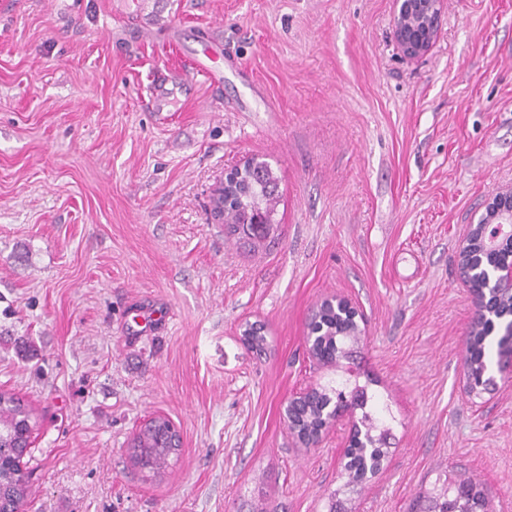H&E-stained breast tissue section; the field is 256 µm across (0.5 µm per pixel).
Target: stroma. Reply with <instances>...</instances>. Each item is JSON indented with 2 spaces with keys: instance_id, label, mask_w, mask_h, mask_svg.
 I'll list each match as a JSON object with an SVG mask.
<instances>
[{
  "instance_id": "35a3bbf8",
  "label": "stroma",
  "mask_w": 512,
  "mask_h": 512,
  "mask_svg": "<svg viewBox=\"0 0 512 512\" xmlns=\"http://www.w3.org/2000/svg\"><path fill=\"white\" fill-rule=\"evenodd\" d=\"M116 3L0 0V390L43 418L27 512H411L452 469L512 512V381L466 390L457 268L512 187V0H445L416 59L394 0ZM213 41L237 70L157 124L152 81ZM254 157L280 195L257 246L210 212ZM335 296L363 334L321 366L310 323ZM144 308L167 317L136 341ZM256 321L260 353L242 338ZM349 377L389 430L358 484L348 422L307 448L284 413ZM157 414L182 448L145 478L129 444Z\"/></svg>"
}]
</instances>
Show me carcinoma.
Wrapping results in <instances>:
<instances>
[{"mask_svg":"<svg viewBox=\"0 0 512 512\" xmlns=\"http://www.w3.org/2000/svg\"><path fill=\"white\" fill-rule=\"evenodd\" d=\"M278 199V178L264 161H255L244 171L237 184L233 200L224 207V222L229 234L239 233L245 224H251L261 216L273 221ZM316 349L331 359L343 356L342 344L347 339L358 340L356 329L348 321L336 320V312L321 309L319 322L315 323ZM243 340L252 348H262L266 336L263 325H248ZM494 343L488 336L476 334L465 358L472 360L477 369L491 365L490 353ZM329 395L323 391L303 406L295 416L300 431L313 432L323 424V407ZM368 399L364 391L356 390V404L362 410V424L366 429V445L351 451L347 474L356 478L363 454L382 455L380 443L386 430L379 427L378 419L366 410ZM169 419L165 416L142 427L133 437L132 460L141 470L154 471L166 464L176 452L167 436ZM40 427L37 408L28 400L9 391L0 390V512H22L28 495V476L21 468V461L33 443L34 434ZM450 498L443 499L440 512H487L485 500L473 479L461 473H451Z\"/></svg>","mask_w":512,"mask_h":512,"instance_id":"1","label":"carcinoma"}]
</instances>
